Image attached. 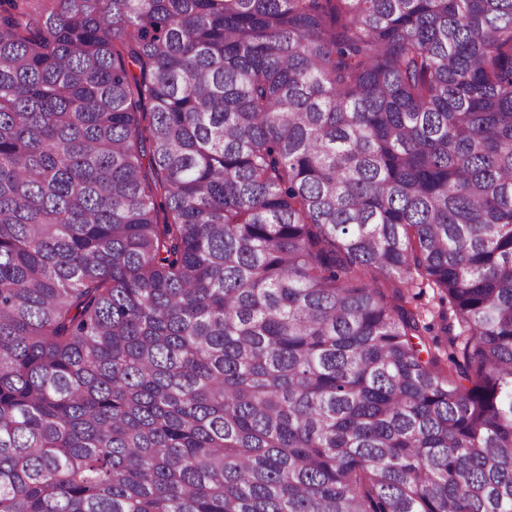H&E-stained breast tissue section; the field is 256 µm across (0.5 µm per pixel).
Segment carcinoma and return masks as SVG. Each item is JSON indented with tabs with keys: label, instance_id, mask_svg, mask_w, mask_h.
Listing matches in <instances>:
<instances>
[{
	"label": "carcinoma",
	"instance_id": "cac0c4a2",
	"mask_svg": "<svg viewBox=\"0 0 512 512\" xmlns=\"http://www.w3.org/2000/svg\"><path fill=\"white\" fill-rule=\"evenodd\" d=\"M0 512H512V0H0Z\"/></svg>",
	"mask_w": 512,
	"mask_h": 512
}]
</instances>
